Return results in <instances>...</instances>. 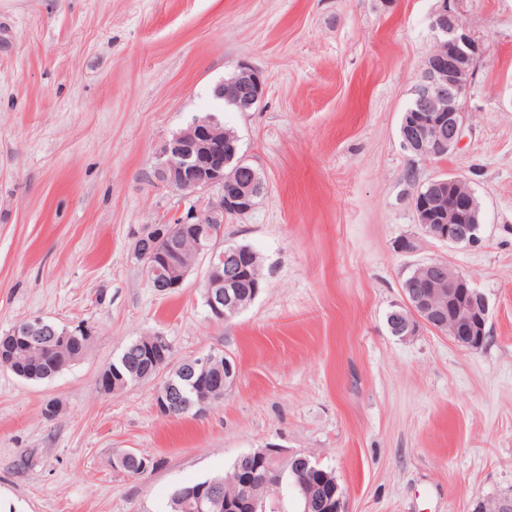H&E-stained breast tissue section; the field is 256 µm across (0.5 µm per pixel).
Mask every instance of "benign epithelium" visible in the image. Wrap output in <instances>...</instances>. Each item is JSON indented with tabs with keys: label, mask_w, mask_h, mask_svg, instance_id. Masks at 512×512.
Wrapping results in <instances>:
<instances>
[{
	"label": "benign epithelium",
	"mask_w": 512,
	"mask_h": 512,
	"mask_svg": "<svg viewBox=\"0 0 512 512\" xmlns=\"http://www.w3.org/2000/svg\"><path fill=\"white\" fill-rule=\"evenodd\" d=\"M431 29L435 34L437 48L425 57L421 76L414 87L416 111L433 118L431 122L405 119L399 134L402 143L418 158L432 161L440 153H451L462 141L465 124L460 109L461 99L468 94L472 78V65L481 53L479 44L467 33L456 8V0H442L434 14ZM230 102L240 112H249L265 95L266 86L260 73L247 64L238 66V74L231 80ZM247 175L244 186L224 182V130L215 117L194 120L185 129L175 134L163 145L159 163L153 177L159 183L183 190L190 195L206 194L208 202L205 219H195L191 211L179 224H158L153 229L157 237L178 232L193 237L200 255L209 259L203 280V294L209 318L223 322L240 314L248 303L240 300L234 288L242 279L241 256L248 248L228 247L223 250L212 245V231L197 233L199 224H224L228 215L245 216L254 207V199L264 195L266 185L254 172L245 167ZM428 192L420 197L412 196L411 205L423 233L437 241L450 245H474L480 241L481 223L468 214V209L448 204L447 220L442 224L429 223L431 209L440 205L443 191L472 196L464 179L454 174H442L427 181ZM153 241L148 233L138 235L132 246V255L145 262L147 279L152 288L160 293L179 289L193 270L175 263L157 265L159 259L153 250ZM420 271L430 274L429 284L422 290L402 292L399 302L387 313L386 323L390 332L401 339L415 334L420 326L436 329L442 319L448 318L453 332V342L460 349L475 352L482 349L488 335L489 307L485 296L474 287L463 273L446 264L423 266ZM18 336H27L37 342L47 334L45 321L31 318L15 328ZM157 408L165 416L179 413L200 415L208 408V395L200 391L192 399H184L173 388L158 393ZM250 457L259 461L288 462V467L297 470L300 462L307 458L300 452L285 453L283 447L268 444L251 452ZM304 512L325 509L327 512H345L344 493L329 501L321 500L311 490H304ZM200 512L222 502L224 509L234 507V500L220 497L218 488L201 491L194 496Z\"/></svg>",
	"instance_id": "obj_1"
}]
</instances>
